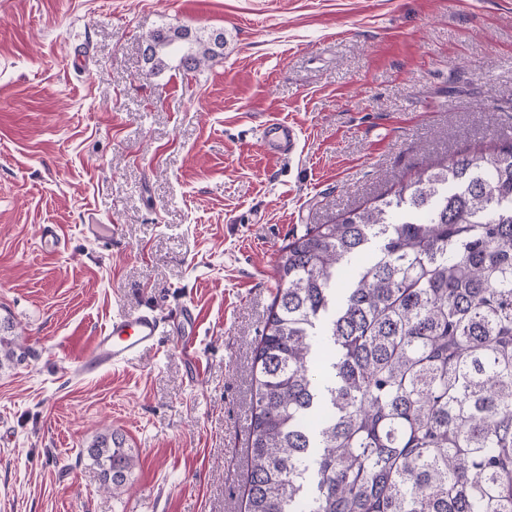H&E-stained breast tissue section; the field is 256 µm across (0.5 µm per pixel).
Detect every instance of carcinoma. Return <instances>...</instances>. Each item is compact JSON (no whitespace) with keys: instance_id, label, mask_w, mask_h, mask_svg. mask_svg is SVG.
<instances>
[{"instance_id":"cac0c4a2","label":"carcinoma","mask_w":512,"mask_h":512,"mask_svg":"<svg viewBox=\"0 0 512 512\" xmlns=\"http://www.w3.org/2000/svg\"><path fill=\"white\" fill-rule=\"evenodd\" d=\"M220 35L159 30L150 69ZM278 250L256 347L244 512H512V143L428 164ZM30 352L0 319V372ZM114 497L137 458L78 450Z\"/></svg>"}]
</instances>
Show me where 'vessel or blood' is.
I'll use <instances>...</instances> for the list:
<instances>
[{"instance_id":"1","label":"vessel or blood","mask_w":512,"mask_h":512,"mask_svg":"<svg viewBox=\"0 0 512 512\" xmlns=\"http://www.w3.org/2000/svg\"><path fill=\"white\" fill-rule=\"evenodd\" d=\"M262 139L271 154L283 155L293 151L297 132L287 123L275 121L264 127ZM200 322L201 315L195 307L188 306L179 311L177 325L183 350L193 348L195 330ZM165 334L163 322L150 310L113 317L93 337L81 358L80 371L92 375L109 367L128 364L144 350L156 347Z\"/></svg>"}]
</instances>
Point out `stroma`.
<instances>
[{
    "mask_svg": "<svg viewBox=\"0 0 512 512\" xmlns=\"http://www.w3.org/2000/svg\"><path fill=\"white\" fill-rule=\"evenodd\" d=\"M176 27L223 33V56L150 71ZM271 121L291 154L266 153ZM507 141L512 0H0V318L30 346L0 374V512H241L279 249ZM185 305L194 357L166 335L76 374L113 315ZM106 429L138 458L118 498L76 461ZM262 140L273 155L292 152L297 141L296 129L285 122L275 121L263 128Z\"/></svg>",
    "mask_w": 512,
    "mask_h": 512,
    "instance_id": "35a3bbf8",
    "label": "stroma"
}]
</instances>
